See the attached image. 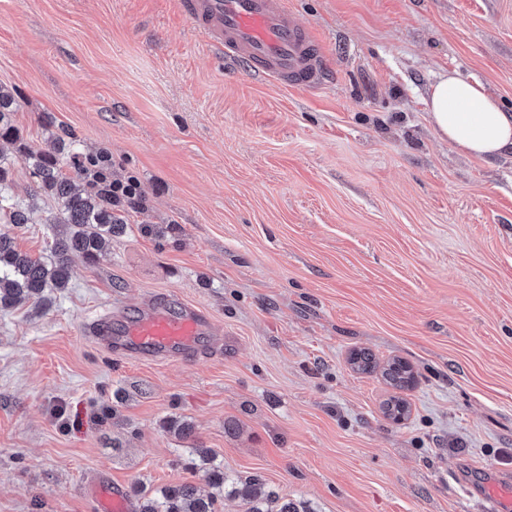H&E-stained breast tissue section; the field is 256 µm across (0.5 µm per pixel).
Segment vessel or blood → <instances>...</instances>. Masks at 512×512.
<instances>
[{
  "instance_id": "b4317fda",
  "label": "vessel or blood",
  "mask_w": 512,
  "mask_h": 512,
  "mask_svg": "<svg viewBox=\"0 0 512 512\" xmlns=\"http://www.w3.org/2000/svg\"><path fill=\"white\" fill-rule=\"evenodd\" d=\"M178 9L211 50L257 78L292 88L315 89L329 70V61L314 32L298 22L285 0H178ZM210 318L201 308H174L161 300L120 321L111 315L88 327L107 349L140 359H175L209 343ZM485 512H512V471L485 478ZM99 512H132L122 485L106 487Z\"/></svg>"
}]
</instances>
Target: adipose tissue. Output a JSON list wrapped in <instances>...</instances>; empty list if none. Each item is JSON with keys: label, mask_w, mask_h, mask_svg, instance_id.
Returning <instances> with one entry per match:
<instances>
[{"label": "adipose tissue", "mask_w": 512, "mask_h": 512, "mask_svg": "<svg viewBox=\"0 0 512 512\" xmlns=\"http://www.w3.org/2000/svg\"><path fill=\"white\" fill-rule=\"evenodd\" d=\"M430 123L441 140L469 157L490 159L512 153V113L476 79L451 71L431 85Z\"/></svg>", "instance_id": "ef3b65f1"}]
</instances>
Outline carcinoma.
<instances>
[{
  "mask_svg": "<svg viewBox=\"0 0 512 512\" xmlns=\"http://www.w3.org/2000/svg\"><path fill=\"white\" fill-rule=\"evenodd\" d=\"M17 104L14 95L0 90V140H17V128L12 112ZM35 187L30 202L20 206L0 194V211H9L12 224H30L39 210V201L52 199L59 212L56 224H67V235L56 237L50 247V258L42 260L18 251L12 236L0 231V307H9L22 299L40 302L47 288H65L71 277L72 263L77 258L93 261L101 251L105 238L112 236L114 227L122 224L114 215L112 201L90 185V172L85 156L73 137L57 138L54 151L31 154ZM71 173H63V167ZM382 374L395 388L409 386L414 378L411 367L394 359L382 368ZM208 484L221 490L231 487L230 494L247 505L245 512H299V509L279 502L273 492L258 490L256 478H232L218 467L208 469ZM216 494H197L192 484L182 483L162 488L155 495L145 494L137 500L135 512H216Z\"/></svg>",
  "mask_w": 512,
  "mask_h": 512,
  "instance_id": "cac0c4a2",
  "label": "carcinoma"
}]
</instances>
